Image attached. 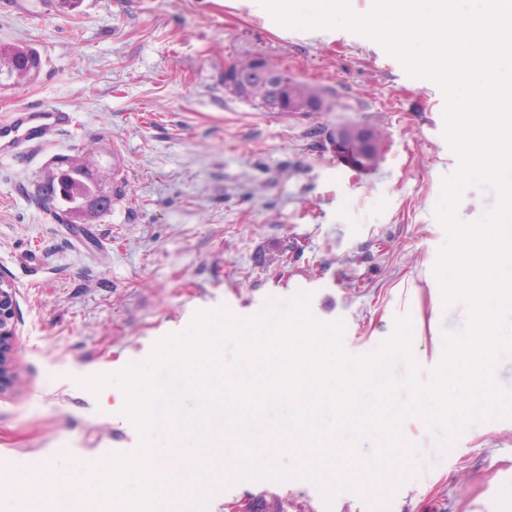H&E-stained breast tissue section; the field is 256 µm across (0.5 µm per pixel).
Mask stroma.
Segmentation results:
<instances>
[{"mask_svg":"<svg viewBox=\"0 0 512 512\" xmlns=\"http://www.w3.org/2000/svg\"><path fill=\"white\" fill-rule=\"evenodd\" d=\"M0 42L28 44L41 72L0 88V117L39 104L80 129L21 161H0V275L16 290L17 382L0 397V512H35L20 479L84 480L77 463L138 454L142 437L114 384L86 381L149 358L156 343L219 307L255 314L308 294L344 323V347L372 353L412 322L429 381L444 332L468 320L434 269L447 240L436 208L460 168L445 136L446 94L377 40L297 28L256 0H0ZM261 51L321 91L327 112L271 113L224 89V64ZM382 135L370 174L336 168V130ZM118 163L111 213L64 224L36 201L57 154ZM36 251L38 280L20 262ZM401 431L407 480L390 495L359 478L325 505L316 483L240 479L208 512L255 500L264 512H512V421L474 424L447 454L424 420Z\"/></svg>","mask_w":512,"mask_h":512,"instance_id":"stroma-1","label":"stroma"}]
</instances>
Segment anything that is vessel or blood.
Segmentation results:
<instances>
[{
	"instance_id": "obj_1",
	"label": "vessel or blood",
	"mask_w": 512,
	"mask_h": 512,
	"mask_svg": "<svg viewBox=\"0 0 512 512\" xmlns=\"http://www.w3.org/2000/svg\"><path fill=\"white\" fill-rule=\"evenodd\" d=\"M77 126L75 114L59 107L15 109L0 120V159L19 160L29 149L55 143Z\"/></svg>"
}]
</instances>
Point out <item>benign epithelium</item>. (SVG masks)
<instances>
[{"instance_id":"benign-epithelium-1","label":"benign epithelium","mask_w":512,"mask_h":512,"mask_svg":"<svg viewBox=\"0 0 512 512\" xmlns=\"http://www.w3.org/2000/svg\"><path fill=\"white\" fill-rule=\"evenodd\" d=\"M224 80L230 91L249 93L262 88L266 112H327L331 109L319 92L299 91L294 82L282 79L260 56L254 58V67L248 72H233L230 67H224ZM17 315L16 291L0 276V396L13 388L17 377Z\"/></svg>"}]
</instances>
